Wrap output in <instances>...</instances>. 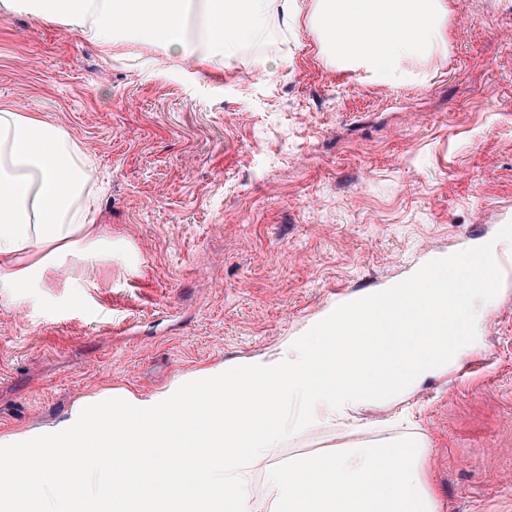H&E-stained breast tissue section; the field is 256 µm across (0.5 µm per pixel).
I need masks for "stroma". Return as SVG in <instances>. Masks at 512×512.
Instances as JSON below:
<instances>
[{"mask_svg":"<svg viewBox=\"0 0 512 512\" xmlns=\"http://www.w3.org/2000/svg\"><path fill=\"white\" fill-rule=\"evenodd\" d=\"M449 41L381 81L275 14L208 65L0 15V108L95 157L97 221L122 244L107 271L62 272L22 303L0 294V432L265 353L337 299L494 237L512 217V0H452ZM476 356L408 406L442 512H512V280ZM347 439L323 428L273 455Z\"/></svg>","mask_w":512,"mask_h":512,"instance_id":"stroma-1","label":"stroma"}]
</instances>
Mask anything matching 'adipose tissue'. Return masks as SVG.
I'll list each match as a JSON object with an SVG mask.
<instances>
[{
    "mask_svg": "<svg viewBox=\"0 0 512 512\" xmlns=\"http://www.w3.org/2000/svg\"><path fill=\"white\" fill-rule=\"evenodd\" d=\"M284 26L298 23L296 0H0V13L61 19L104 49L128 36L146 47L234 55L264 32L271 10ZM448 0H313L308 21L325 54L387 80L403 65L448 51ZM205 51L192 52L189 19ZM95 158L63 128L31 112L0 109V292L48 287L63 266L103 271L116 247L95 222Z\"/></svg>",
    "mask_w": 512,
    "mask_h": 512,
    "instance_id": "ef3b65f1",
    "label": "adipose tissue"
}]
</instances>
